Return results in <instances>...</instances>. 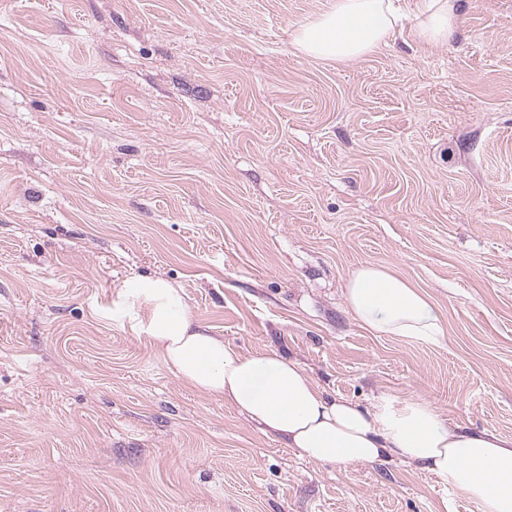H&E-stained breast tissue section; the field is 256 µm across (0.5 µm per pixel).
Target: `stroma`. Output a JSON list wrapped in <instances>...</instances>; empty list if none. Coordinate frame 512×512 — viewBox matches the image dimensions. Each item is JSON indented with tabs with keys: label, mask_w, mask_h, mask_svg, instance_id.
<instances>
[{
	"label": "stroma",
	"mask_w": 512,
	"mask_h": 512,
	"mask_svg": "<svg viewBox=\"0 0 512 512\" xmlns=\"http://www.w3.org/2000/svg\"><path fill=\"white\" fill-rule=\"evenodd\" d=\"M328 0H0V512H478L401 461L300 459L112 313L138 275L329 395L425 397L512 437V0H427L348 63ZM363 263L425 291L427 346L364 329ZM421 17L417 18L418 36L429 43H449L455 36L461 21L456 11L459 0H428Z\"/></svg>",
	"instance_id": "obj_1"
}]
</instances>
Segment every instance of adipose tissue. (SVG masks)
<instances>
[{
	"mask_svg": "<svg viewBox=\"0 0 512 512\" xmlns=\"http://www.w3.org/2000/svg\"><path fill=\"white\" fill-rule=\"evenodd\" d=\"M456 3L429 0L416 22L418 36L450 42L461 21ZM400 24L387 0H330L296 27L293 43L309 58L350 62L385 45ZM344 293L354 318L376 335L431 346L446 339L429 297L387 268L359 265ZM113 306L185 386L229 400L301 457L333 466L396 457L474 502L478 512H512V438L450 424L423 397L384 391L366 407L329 397L297 361L276 351L245 355L210 335L195 323L182 288L162 278L123 281Z\"/></svg>",
	"mask_w": 512,
	"mask_h": 512,
	"instance_id": "adipose-tissue-1",
	"label": "adipose tissue"
}]
</instances>
